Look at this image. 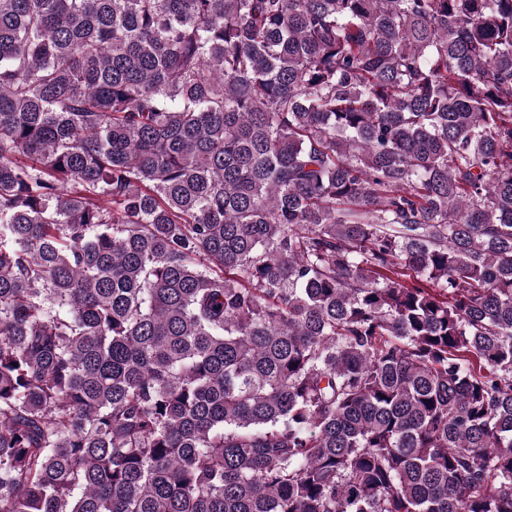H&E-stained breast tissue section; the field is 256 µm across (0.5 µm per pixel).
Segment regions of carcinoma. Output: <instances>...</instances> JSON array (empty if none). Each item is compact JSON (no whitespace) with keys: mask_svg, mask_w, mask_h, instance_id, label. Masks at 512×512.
I'll return each mask as SVG.
<instances>
[{"mask_svg":"<svg viewBox=\"0 0 512 512\" xmlns=\"http://www.w3.org/2000/svg\"><path fill=\"white\" fill-rule=\"evenodd\" d=\"M0 512H512V0H0Z\"/></svg>","mask_w":512,"mask_h":512,"instance_id":"cac0c4a2","label":"carcinoma"}]
</instances>
